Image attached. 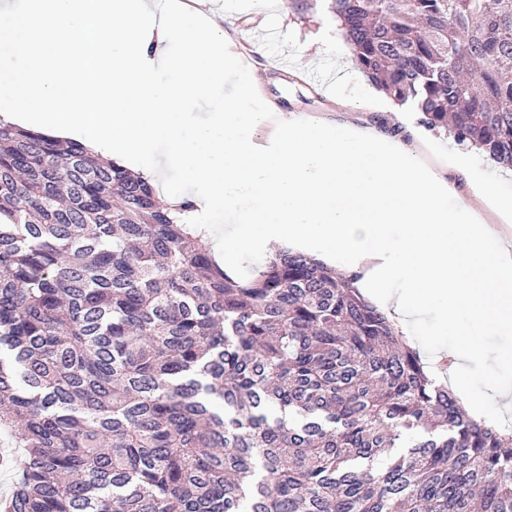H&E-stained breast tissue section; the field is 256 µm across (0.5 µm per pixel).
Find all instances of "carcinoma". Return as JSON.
I'll return each instance as SVG.
<instances>
[{"label": "carcinoma", "instance_id": "cac0c4a2", "mask_svg": "<svg viewBox=\"0 0 512 512\" xmlns=\"http://www.w3.org/2000/svg\"><path fill=\"white\" fill-rule=\"evenodd\" d=\"M329 2L370 84L512 166V0ZM357 279L228 272L142 177L0 119L6 512H512V432ZM2 441L0 445V454H4L9 456V458H13V461L15 462L14 466H7L4 467L0 465V499L3 500L4 498L8 497L14 486L15 481V474L16 470L18 469L19 463L22 460V449L21 448H1L3 447Z\"/></svg>", "mask_w": 512, "mask_h": 512}]
</instances>
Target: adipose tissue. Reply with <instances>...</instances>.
Here are the masks:
<instances>
[{
	"label": "adipose tissue",
	"mask_w": 512,
	"mask_h": 512,
	"mask_svg": "<svg viewBox=\"0 0 512 512\" xmlns=\"http://www.w3.org/2000/svg\"><path fill=\"white\" fill-rule=\"evenodd\" d=\"M182 52L174 47L182 41ZM222 28L199 18L187 36L174 0H0V91L6 121L129 164L152 184L166 175L159 144L181 173L172 206L233 217L232 234L193 222L216 259L227 244L247 248L253 225L270 250L317 243L363 270L356 286L399 326L438 308L454 336L448 380L465 411L501 423L512 383L489 380L475 393L462 372L476 357V330L512 332V204L492 182L481 192L499 216L503 242L471 208L449 211L448 191L424 158L371 127L334 137L311 120L255 103V81L226 69ZM175 79L159 85L161 72ZM221 93L219 108L201 104ZM280 130L256 149L252 130Z\"/></svg>",
	"instance_id": "1"
}]
</instances>
